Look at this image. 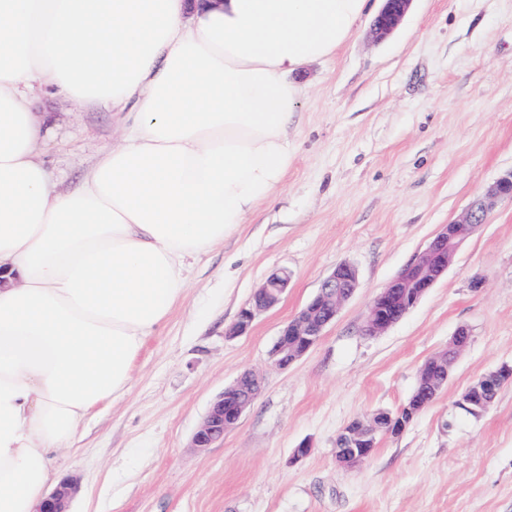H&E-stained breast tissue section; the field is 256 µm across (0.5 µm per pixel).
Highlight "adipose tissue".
Segmentation results:
<instances>
[{
    "mask_svg": "<svg viewBox=\"0 0 512 512\" xmlns=\"http://www.w3.org/2000/svg\"><path fill=\"white\" fill-rule=\"evenodd\" d=\"M368 0H0V512H37L51 456L124 397L208 254L282 184L289 81ZM112 108L116 138L59 193L42 88Z\"/></svg>",
    "mask_w": 512,
    "mask_h": 512,
    "instance_id": "obj_1",
    "label": "adipose tissue"
}]
</instances>
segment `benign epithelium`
<instances>
[{
    "label": "benign epithelium",
    "mask_w": 512,
    "mask_h": 512,
    "mask_svg": "<svg viewBox=\"0 0 512 512\" xmlns=\"http://www.w3.org/2000/svg\"><path fill=\"white\" fill-rule=\"evenodd\" d=\"M412 0H383V6L372 24V36L382 40L393 33L410 8ZM501 198L512 199V171L500 177L483 195L475 198L456 221L443 224L427 246L411 263L377 295L369 306L362 328L365 336H379L400 321L424 294L455 263L461 245L484 224L487 213ZM291 274L285 268L272 271L243 306L228 329L227 335L247 332L256 316L276 306L287 291ZM358 287L355 267L343 262L321 282L318 291L280 331L272 352L273 364L285 369L314 346L325 329L336 319L342 305ZM471 341L467 327L456 330L448 350L429 358L422 366L418 384L402 410L408 414L426 408L434 401L448 380L449 368L458 353ZM512 379V369L504 366L482 377L465 392L462 406L472 404L477 413L487 412L494 404L497 389ZM262 378L245 371L234 383L224 388L208 408L191 439L192 447L204 450L224 439L244 413L258 398ZM405 429L400 415L379 411L369 420L356 419L340 433L344 447L336 449V459L343 465L355 466L369 457L374 438L379 433L399 434ZM78 490V480L65 479L42 502L38 512H70V503Z\"/></svg>",
    "instance_id": "obj_1"
}]
</instances>
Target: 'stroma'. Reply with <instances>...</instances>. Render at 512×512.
Returning <instances> with one entry per match:
<instances>
[{
	"label": "stroma",
	"instance_id": "stroma-1",
	"mask_svg": "<svg viewBox=\"0 0 512 512\" xmlns=\"http://www.w3.org/2000/svg\"><path fill=\"white\" fill-rule=\"evenodd\" d=\"M381 4L369 0L360 35L332 58L294 73L305 95L283 185L188 267L128 395L53 457L79 481L71 512H512V382L481 417L457 407L478 377L512 366V199L402 320L362 333L371 301L440 225L512 171V0H412L377 41ZM32 109L48 129L38 159L56 191L73 190L112 141L111 110L48 95ZM341 262L357 270L354 296L306 355L276 368L282 326ZM277 267L292 274L287 294L227 336ZM462 326L471 343L433 403L362 464L341 465L339 432L405 405L419 368ZM246 370L263 379L257 401L223 440L192 448L213 398ZM304 441L308 455L294 459Z\"/></svg>",
	"mask_w": 512,
	"mask_h": 512
}]
</instances>
